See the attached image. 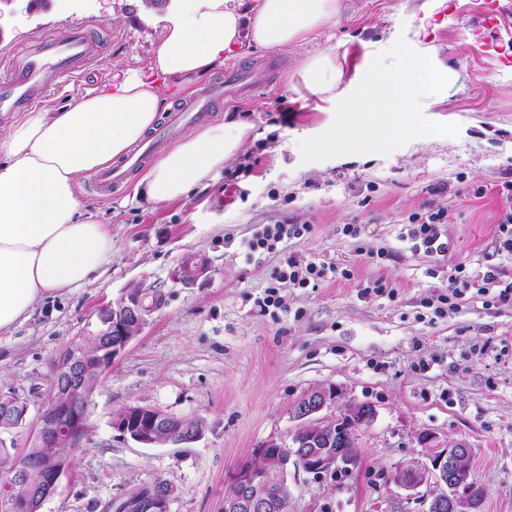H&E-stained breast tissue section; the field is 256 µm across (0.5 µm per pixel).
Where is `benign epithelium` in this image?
Listing matches in <instances>:
<instances>
[{
    "mask_svg": "<svg viewBox=\"0 0 512 512\" xmlns=\"http://www.w3.org/2000/svg\"><path fill=\"white\" fill-rule=\"evenodd\" d=\"M206 270L203 262L190 257L177 271L176 280L189 284ZM143 290L134 288L115 306L100 310L102 329L93 352L78 345L57 358L52 367V394L40 414V426L32 434L34 447L55 445L83 434L87 421L90 382L101 380L114 361L141 333L144 325ZM343 398L334 385L305 392L292 406L297 422L291 442L269 439L252 449L251 456L264 459L281 477L293 468L311 474L350 470L356 464L350 428L371 424L377 414L368 402L345 404L340 414L333 407ZM28 413L27 401L13 391H0V432L22 425ZM113 425L123 435L148 447L188 444L203 434L200 423L182 429L179 420L151 407L133 405L117 414ZM425 462L411 468L399 467L390 481L406 491L425 488L426 512H480L481 490L469 466L473 448L464 440L448 445L430 432L417 436ZM0 464L9 467L14 487L0 490V512H41L43 502L57 489L70 468V460L45 464L31 453L6 452ZM224 493V512H292L294 504L273 496L263 472L248 463L239 465ZM144 493L119 501L118 512H170L172 487L161 480L147 484Z\"/></svg>",
    "mask_w": 512,
    "mask_h": 512,
    "instance_id": "7a95c632",
    "label": "benign epithelium"
}]
</instances>
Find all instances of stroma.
Listing matches in <instances>:
<instances>
[{
	"instance_id": "1",
	"label": "stroma",
	"mask_w": 512,
	"mask_h": 512,
	"mask_svg": "<svg viewBox=\"0 0 512 512\" xmlns=\"http://www.w3.org/2000/svg\"><path fill=\"white\" fill-rule=\"evenodd\" d=\"M53 0L26 13L16 7L0 30V54L37 33L72 24L101 25L109 47L93 44L86 70L64 79L47 110L102 84L112 66H147L162 41L169 0ZM340 0L335 20L302 45L251 49L232 64L277 61L271 87L216 105L210 121L233 113L250 128L235 158L188 200L147 206L132 185L79 191L112 226V258L97 280L37 304L24 322L0 333V390L25 398L23 425L8 447H30L50 397V366L71 342L96 335L99 310L140 286L145 324L92 390L86 431L69 449L71 466L42 512H109L143 484L174 488L170 512H224V491L237 463L295 428L291 407L306 391L333 384L346 400L369 402L377 415L359 433L358 463L333 476L289 473L297 512H424L389 481L422 460L417 436L432 432L473 448L470 468L484 489L480 512H512V307L477 298L436 315L437 297L457 264L499 267L512 257L492 241L512 180V11L485 24L486 0ZM405 37L450 78L424 96V115L461 125L458 137H425L390 155L301 160V140L327 130L336 102L308 95L299 75L309 56L334 51L337 91L366 72L374 55ZM448 209L449 251H412V213ZM307 223L309 235L272 253L247 254L244 242L263 225ZM358 225V237L342 228ZM380 253L368 260L367 251ZM353 268L351 279L317 287L281 284L264 305L272 269L288 254ZM206 270L182 284L186 257ZM380 279L387 289L367 292ZM149 406L202 423L194 443L148 448L124 438L115 416Z\"/></svg>"
}]
</instances>
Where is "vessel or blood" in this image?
<instances>
[{
  "label": "vessel or blood",
  "instance_id": "vessel-or-blood-1",
  "mask_svg": "<svg viewBox=\"0 0 512 512\" xmlns=\"http://www.w3.org/2000/svg\"><path fill=\"white\" fill-rule=\"evenodd\" d=\"M96 37V32L84 24L71 26L60 34L34 37L25 50L9 58L7 74L0 77V117L10 119L45 102L64 78L83 71ZM274 66V61L269 60L246 72L226 71L223 79L212 83L203 96L171 110L158 127V134H179L189 124L202 119L213 101L249 95L267 84V74ZM146 156V151H131L120 164L99 171L95 187L108 189L124 181L142 166Z\"/></svg>",
  "mask_w": 512,
  "mask_h": 512
}]
</instances>
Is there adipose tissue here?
Here are the masks:
<instances>
[{"mask_svg":"<svg viewBox=\"0 0 512 512\" xmlns=\"http://www.w3.org/2000/svg\"><path fill=\"white\" fill-rule=\"evenodd\" d=\"M147 69L128 68L56 111L35 109L0 127V332L54 293L95 278L112 256V227L85 211L87 177L126 155L184 96L241 46L281 50L335 18L339 0H173ZM300 76L315 96L335 97L336 60L307 59ZM248 124H208L164 147L135 192L148 205L188 199L240 150Z\"/></svg>","mask_w":512,"mask_h":512,"instance_id":"1","label":"adipose tissue"}]
</instances>
